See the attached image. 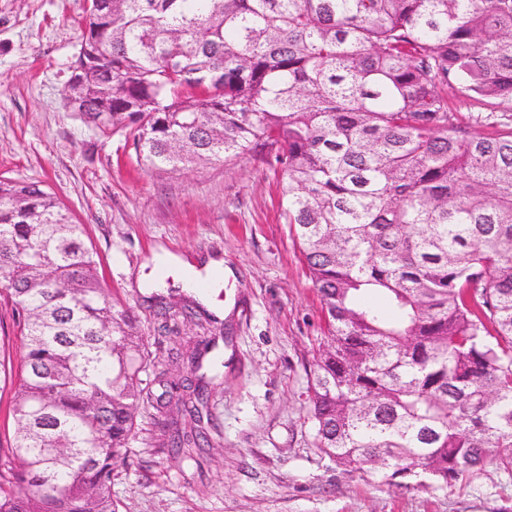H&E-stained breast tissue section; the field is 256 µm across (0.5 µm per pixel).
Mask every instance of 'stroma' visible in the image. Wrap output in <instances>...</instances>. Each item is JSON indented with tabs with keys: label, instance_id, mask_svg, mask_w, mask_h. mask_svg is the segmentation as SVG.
<instances>
[{
	"label": "stroma",
	"instance_id": "35a3bbf8",
	"mask_svg": "<svg viewBox=\"0 0 512 512\" xmlns=\"http://www.w3.org/2000/svg\"><path fill=\"white\" fill-rule=\"evenodd\" d=\"M86 0H0V177L54 193L117 307L154 344V257L180 287L217 258L207 308L230 329L209 389L212 442L202 463L153 446L141 411L133 462L116 464L121 512H512V474L487 464L455 487L402 488L336 468L315 446L310 370L327 334L319 297L282 215L281 177L257 158L176 173L141 168L125 136L67 108Z\"/></svg>",
	"mask_w": 512,
	"mask_h": 512
}]
</instances>
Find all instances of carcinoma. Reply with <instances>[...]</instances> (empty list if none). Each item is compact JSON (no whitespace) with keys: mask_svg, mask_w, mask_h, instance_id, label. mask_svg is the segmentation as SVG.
<instances>
[{"mask_svg":"<svg viewBox=\"0 0 512 512\" xmlns=\"http://www.w3.org/2000/svg\"><path fill=\"white\" fill-rule=\"evenodd\" d=\"M83 118L175 173L256 157L329 327L311 371L315 444L400 487L512 473V0H89ZM490 112L463 119L452 100ZM0 292L20 335L0 512H119L138 409L200 465L210 341L153 353L103 288L83 228L0 180ZM157 330L226 325L150 297ZM187 358L190 375L158 371ZM150 371L154 378L143 382Z\"/></svg>","mask_w":512,"mask_h":512,"instance_id":"cac0c4a2","label":"carcinoma"}]
</instances>
